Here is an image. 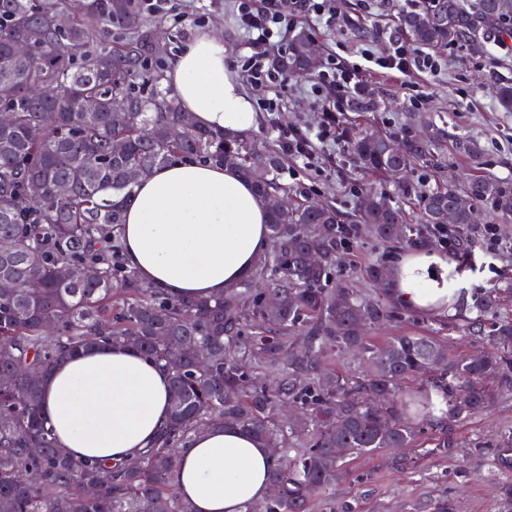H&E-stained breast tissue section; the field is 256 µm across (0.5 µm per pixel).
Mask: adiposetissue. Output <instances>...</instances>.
Here are the masks:
<instances>
[{
	"mask_svg": "<svg viewBox=\"0 0 512 512\" xmlns=\"http://www.w3.org/2000/svg\"><path fill=\"white\" fill-rule=\"evenodd\" d=\"M169 78L183 111L201 127H258L222 38L196 35ZM118 204L128 268L174 299L222 294L252 273L268 247V205L231 167L176 159L139 180ZM447 268L436 253L403 255L393 270L396 300L414 310L447 311ZM43 390L47 423L77 459L133 460L169 418L167 372L120 344L63 358ZM270 461V449L244 431L213 427L186 442L174 485L193 512H246L269 495Z\"/></svg>",
	"mask_w": 512,
	"mask_h": 512,
	"instance_id": "obj_1",
	"label": "adipose tissue"
}]
</instances>
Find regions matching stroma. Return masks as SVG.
<instances>
[{
  "instance_id": "35a3bbf8",
  "label": "stroma",
  "mask_w": 512,
  "mask_h": 512,
  "mask_svg": "<svg viewBox=\"0 0 512 512\" xmlns=\"http://www.w3.org/2000/svg\"><path fill=\"white\" fill-rule=\"evenodd\" d=\"M419 0H336L338 24L326 26L310 21L304 14L287 16L289 31H308L321 59L335 57L351 65L365 66L366 53L384 57L394 44L402 42L400 11L414 8ZM186 16L182 25L144 16L143 31L159 43L164 52L149 57L135 80L136 93L149 97L170 95L167 82H153L155 73L169 74L181 49L198 33L211 31L224 40L229 63L241 64L249 53L236 26L234 0H174ZM441 71L438 75L410 69L400 74L387 69L367 71L360 89L362 105H343L336 115L337 126L356 130L408 136L404 125L409 112L428 113L430 120L448 137L436 160L418 162L404 183L389 174L369 171L347 154L343 143L324 148L314 166L285 157L282 180L309 198L330 202L351 218L359 197L376 189L385 193L390 205L401 208L408 223L417 219L419 195L461 184L469 176H482L512 186V112L498 107L494 88L512 83V50L478 37L434 51ZM245 91L262 121L255 132L259 141L278 143L284 129L306 132L323 120L324 93L317 74L289 79L286 86L265 88L245 84ZM476 142L479 162H472L456 148L458 139ZM480 224L470 230L471 243L462 247L456 231L447 241L432 239L431 251L448 254V267L468 272L462 292L466 308L447 314H430L394 305L389 322L373 331L375 343L382 344L403 334L443 336L453 355H472L483 349V337L493 335L496 324L512 318V217H502L489 204L479 207ZM404 244L384 240L366 225L343 249L333 275L334 282L352 288L367 299H376L375 286L365 278L368 266H394L405 253ZM496 298L495 307L483 313L481 333L465 336L455 329V320L471 317L469 308L486 294ZM415 447L391 448L352 459L347 478L336 483L310 503V512H505L506 506L493 494L501 473L491 462L490 446L512 436V391L501 392L486 411L453 423L449 432L418 420ZM449 438L452 449L435 451L438 440Z\"/></svg>"
}]
</instances>
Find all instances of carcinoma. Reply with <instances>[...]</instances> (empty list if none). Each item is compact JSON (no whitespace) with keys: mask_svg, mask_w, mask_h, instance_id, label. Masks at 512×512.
Here are the masks:
<instances>
[{"mask_svg":"<svg viewBox=\"0 0 512 512\" xmlns=\"http://www.w3.org/2000/svg\"><path fill=\"white\" fill-rule=\"evenodd\" d=\"M72 10L62 30L52 0H0V107L12 114L9 129L0 130V244L7 246L0 276L16 280L0 292V512H192L172 473L191 434L217 425L279 449L269 470L278 494L246 512H308L348 458L408 447L415 438L408 415L450 425L494 401L486 382L512 388V319L499 322L487 350L470 357L449 355L431 336H394L383 346L363 336L392 311L347 288L323 287L355 233L328 204L302 199L269 208L272 250L221 296L178 300L141 283L123 262L124 217L111 200L136 184L129 172L181 157L236 167L265 200L288 186L276 151L253 134L205 129L173 102L132 92L144 58L159 48L141 37L114 44L112 32L139 28V0H74ZM400 27L414 47L454 45L480 31L501 41L512 38V0H425L402 12ZM32 28L43 37L21 69L12 47ZM280 68L290 77L316 69L307 32L293 36ZM86 97L99 101L97 111L81 110ZM120 102L131 117L115 124L112 108ZM47 109L55 110L50 125L42 117ZM173 127L181 138L171 137ZM445 136L440 128L401 140L343 133L355 160L398 175L433 156ZM115 140L126 145L119 159L112 157ZM58 182L69 183L67 196L55 194ZM482 202L511 215L512 187L472 177L430 192L420 197L413 225L371 194L357 223L418 249L447 223L474 228ZM87 267L99 277L83 279ZM61 268L70 279L59 277ZM101 337L133 347L169 374V424L135 465L73 458L43 417V375ZM351 349L365 371L315 384L329 353ZM422 373L430 379L399 398V383ZM266 374L279 378L273 393L262 383ZM32 448L42 452L33 456ZM493 461L512 470V438Z\"/></svg>","mask_w":512,"mask_h":512,"instance_id":"obj_1","label":"carcinoma"}]
</instances>
